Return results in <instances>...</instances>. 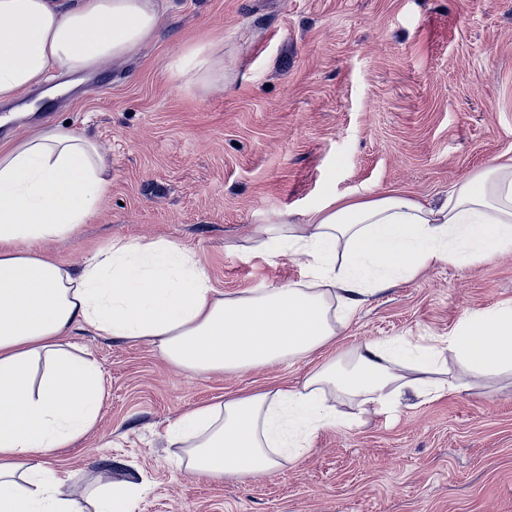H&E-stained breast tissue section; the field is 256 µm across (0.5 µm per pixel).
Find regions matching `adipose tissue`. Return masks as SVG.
<instances>
[{
	"instance_id": "ef3b65f1",
	"label": "adipose tissue",
	"mask_w": 512,
	"mask_h": 512,
	"mask_svg": "<svg viewBox=\"0 0 512 512\" xmlns=\"http://www.w3.org/2000/svg\"><path fill=\"white\" fill-rule=\"evenodd\" d=\"M166 9L164 0H0V104L43 83L51 68L80 73L135 52ZM170 72L185 86L207 87L223 82L224 56L199 44ZM108 185L100 145L73 129L46 125L0 149V512H132L136 487L83 489L35 460L99 417L102 374L76 353L75 331L146 342L184 371L246 372L335 341L362 296L391 276L512 252V158L454 184L436 208L399 194L329 196L303 222L282 213L279 229L252 252L312 260L317 274L248 295L222 296L197 254L172 242L118 239L77 269L37 251L78 234ZM446 352L458 372L431 379ZM509 373L512 304L467 316L446 349L369 342L299 385L186 412L171 433L185 442L192 472L269 475L314 433L341 426L334 399L377 411L407 388L456 391Z\"/></svg>"
}]
</instances>
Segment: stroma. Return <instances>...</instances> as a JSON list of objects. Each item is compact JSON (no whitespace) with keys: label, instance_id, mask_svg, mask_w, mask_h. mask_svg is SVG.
<instances>
[{"label":"stroma","instance_id":"35a3bbf8","mask_svg":"<svg viewBox=\"0 0 512 512\" xmlns=\"http://www.w3.org/2000/svg\"><path fill=\"white\" fill-rule=\"evenodd\" d=\"M224 49L222 85L175 82L187 48ZM50 111L0 126V147L39 127L86 133L110 160L89 224L48 247L78 267L122 238L194 251L227 296L311 281L302 259L246 253L279 213L329 194L441 203L512 157V0H171L127 59L74 78ZM512 304V253L433 264L365 296L335 343L245 373L169 366L146 343L78 332L103 373L95 428L40 462L84 485L133 481V512H512V375L424 395L319 430L277 472L221 481L177 464L168 426L240 391L295 386L357 346L439 345L462 319Z\"/></svg>","mask_w":512,"mask_h":512}]
</instances>
